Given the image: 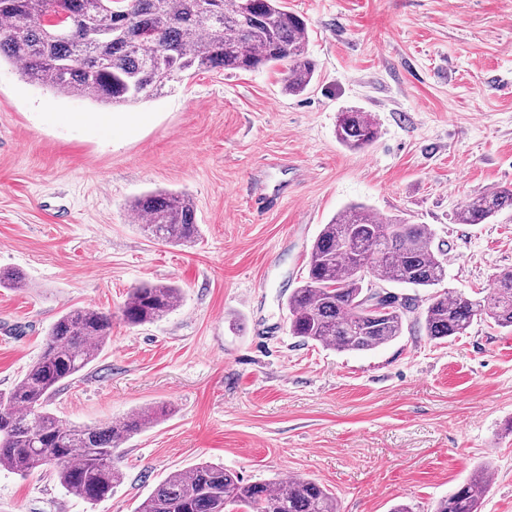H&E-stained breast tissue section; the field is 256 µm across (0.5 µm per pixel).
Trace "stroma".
<instances>
[{
    "mask_svg": "<svg viewBox=\"0 0 512 512\" xmlns=\"http://www.w3.org/2000/svg\"><path fill=\"white\" fill-rule=\"evenodd\" d=\"M309 26L318 76L285 91L280 69L202 71L152 99L107 107L26 83L0 63V390L37 358L72 308L112 316V338L46 405L95 426L166 408L114 464L90 504L47 471L0 466V512H135L167 475L201 462L245 482L300 475L340 512H433L480 468L482 512H512V330L474 322L367 351L304 343L286 301L323 224L346 205L427 224L448 249L440 291L476 297L512 269V211L462 224L458 207L512 186V0H283ZM371 114L379 138L353 151L341 112ZM128 118L109 132L107 118ZM288 181L290 194L255 199ZM183 191L200 236L147 237L131 200ZM144 283L181 288L164 319L129 327Z\"/></svg>",
    "mask_w": 512,
    "mask_h": 512,
    "instance_id": "35a3bbf8",
    "label": "stroma"
}]
</instances>
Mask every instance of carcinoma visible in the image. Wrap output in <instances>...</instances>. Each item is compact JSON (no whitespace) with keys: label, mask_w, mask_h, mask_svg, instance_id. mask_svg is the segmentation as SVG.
Wrapping results in <instances>:
<instances>
[{"label":"carcinoma","mask_w":512,"mask_h":512,"mask_svg":"<svg viewBox=\"0 0 512 512\" xmlns=\"http://www.w3.org/2000/svg\"><path fill=\"white\" fill-rule=\"evenodd\" d=\"M0 0V61L22 78L63 95L124 105L150 98L172 83L202 70L256 71L283 65L285 89L304 92L315 78L308 51V25L282 0ZM377 123L362 111L339 115L338 141L363 150L378 139ZM131 211L142 230L171 245L191 243L199 226L185 194L152 191L135 198ZM512 209V187H498L470 199L458 211L461 224H482ZM427 224L402 217L377 218L352 204L325 225L313 243L308 274L288 297L289 333L303 342L364 351L402 335L417 312L426 335L445 340L463 334L475 320L490 319L512 329V269L496 276L481 298L433 295L425 307L408 295H390L398 307L369 310L371 286L391 283L430 288L443 282V250ZM373 258L365 274L357 256ZM182 302L171 284L133 289L121 315L136 327L153 323ZM112 336V315L89 308L61 315L45 346L24 375L0 391V465L21 475L50 467L71 495L89 503L112 495L122 480L113 459L131 435L156 425L165 415L146 407L119 423L67 424L45 410L59 385L85 369ZM489 478L477 470L434 512H480ZM339 512L336 497L299 475L275 482L245 483L222 465L203 462L168 475L136 512Z\"/></svg>","instance_id":"carcinoma-1"}]
</instances>
